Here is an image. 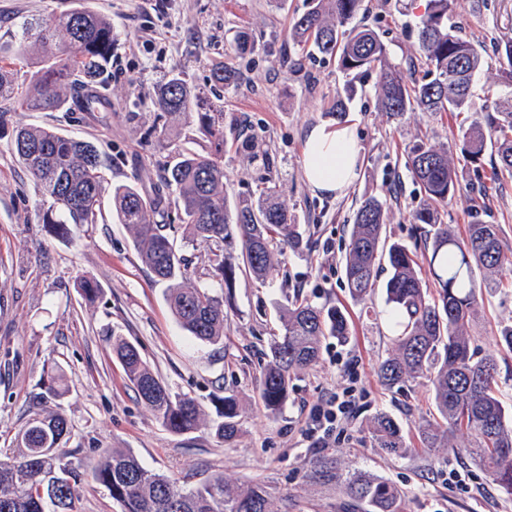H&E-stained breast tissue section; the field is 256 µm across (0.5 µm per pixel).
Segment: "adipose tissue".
I'll return each instance as SVG.
<instances>
[{
    "instance_id": "obj_1",
    "label": "adipose tissue",
    "mask_w": 512,
    "mask_h": 512,
    "mask_svg": "<svg viewBox=\"0 0 512 512\" xmlns=\"http://www.w3.org/2000/svg\"><path fill=\"white\" fill-rule=\"evenodd\" d=\"M304 179L315 194L340 197L359 176L360 146L350 124L310 126L302 148Z\"/></svg>"
}]
</instances>
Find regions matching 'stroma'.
<instances>
[{
    "instance_id": "stroma-1",
    "label": "stroma",
    "mask_w": 512,
    "mask_h": 512,
    "mask_svg": "<svg viewBox=\"0 0 512 512\" xmlns=\"http://www.w3.org/2000/svg\"><path fill=\"white\" fill-rule=\"evenodd\" d=\"M77 2L111 18L117 35L113 60L122 74L109 79L111 111L27 112L15 101L0 107L6 113L0 122V451L13 447L34 413H62L81 476L77 512H122L91 479L102 448L128 449L145 468L186 490L216 474L239 485H263L273 494L274 512H362L335 481L316 474L323 460L344 474L390 482L403 512H512V500L466 455L467 435L455 434L445 448L421 447L417 426L434 411L433 387L425 379L391 389L380 383L377 367L395 337L385 290L355 301L344 277L355 211L372 195L385 204L387 242L423 252L425 227L411 218L421 196L405 166L414 142L425 138L446 147L457 169L459 187L446 207V224L460 237L476 219L499 225L511 255L512 176L494 175L490 159L472 164L463 158L455 117L417 108L399 115L382 111L375 74L357 79L356 95L345 111H336L344 84L336 58L303 54L288 37L309 0H0V39ZM364 4L357 24L377 32L406 81H421L417 26L425 0ZM452 21L482 55L472 109L511 106L512 85L502 71L504 45L512 41V0H457ZM242 30L250 33L254 51L237 48L234 36ZM217 61L235 73L222 91L228 199L249 196L262 179L273 178L304 249L284 250L267 282L238 277L224 308V341L213 345L177 323L165 284L155 281L129 230L118 223L111 191L121 184L150 188L180 135H198L197 124L184 116L159 114L154 92L177 69L194 86L209 88ZM321 120L352 124L361 147L359 176L337 199L313 194L303 178V137ZM158 123L171 136L153 133ZM19 124L53 126L97 147L106 179L97 223L64 238L43 223L50 201L10 151ZM502 278L503 287L483 289L468 333L480 353H496L499 389L510 404L512 353L499 349L497 336L512 325V272L503 271ZM86 279L99 288L91 303L78 288ZM296 297L344 308L350 338H326L319 362L295 373L285 407L273 415L261 400L259 381L269 344L282 332L278 312ZM116 336L137 348L172 393L197 399L203 418L198 430L174 434L141 403L112 354ZM53 368L61 375L59 393L37 405L44 374ZM347 388L360 398L355 415L329 447H314L310 410ZM220 391L236 395L243 409L241 432L230 442L215 430L213 396ZM379 411L400 422L403 453L375 447L369 424ZM452 469L464 486H448Z\"/></svg>"
}]
</instances>
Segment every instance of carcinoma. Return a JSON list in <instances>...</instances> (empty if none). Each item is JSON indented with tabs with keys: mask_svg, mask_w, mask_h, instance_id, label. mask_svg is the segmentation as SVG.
I'll use <instances>...</instances> for the list:
<instances>
[{
	"mask_svg": "<svg viewBox=\"0 0 512 512\" xmlns=\"http://www.w3.org/2000/svg\"><path fill=\"white\" fill-rule=\"evenodd\" d=\"M363 2L311 0L290 36L299 46L337 58L339 68L349 76L343 87L345 98L354 94L358 75L376 70L384 112L417 107L459 116L470 111L473 76L481 57L448 23L453 0H427L418 32L426 79L413 84L389 61L386 46L373 30L352 25ZM113 49L110 18L85 7L27 23L17 38L0 43V102L15 97L14 61L34 51L33 69L23 75L27 84L23 109L62 111L77 86L95 88L82 103L86 111L98 105L108 108L103 75L112 65ZM233 77L222 65L213 68V88L206 93L191 86L183 73L171 74L156 89L155 107L170 115H196L208 144L178 148L175 160L162 166L161 181L149 194L130 185L113 191L118 222L133 232L143 264L167 284V300L179 324L189 335L213 344L224 341V299L230 298L237 276L245 273L263 281L284 248L295 253L303 249L298 225L277 201L274 187L242 197L232 206L228 203L219 163L224 155V105L212 102L210 96ZM459 137L467 161L479 163L488 153L495 172L512 176V109L459 125ZM12 154L52 201L44 223L53 225L56 234H70L72 224L97 223L105 178L94 144L54 127L26 125L14 131ZM406 166L422 195L412 220L432 231L426 261L438 285L437 296L428 297L408 247L400 243L384 247L385 207L375 196L364 199L355 213L345 256L346 287L353 299L365 300L376 288L379 267L387 263L384 288L396 339L392 353L377 368L381 383L392 388L410 379L429 378L440 420L419 424L421 444L445 448L448 437L457 432L472 435L474 444L466 452L512 498V407L496 395V359L476 357L467 331L477 312L478 294L487 287L476 279L475 271L493 273L512 258L504 250L498 225L475 221L460 239L442 222L440 209L457 189L447 151L420 139L409 148ZM170 194L186 239L212 246V277L226 289L225 297L189 284V260L166 233V225L155 222ZM281 319L283 334L270 345L260 381V395L272 414L288 399L291 375L318 362L322 339H343L350 333L346 313L338 306L297 299L282 307ZM112 351L141 402L169 431L187 434L200 427L198 403L173 394L133 344L118 336ZM213 400L222 418L216 433L229 442L240 431L241 405L233 394H216ZM370 429L377 447L392 452L403 448L402 427L388 413H375ZM68 434L67 419L58 412L37 413L25 423L13 454L0 457V512H75L77 472L68 461ZM91 477L121 504L123 512H273L271 493L264 486L245 487L214 476L184 492L120 448L101 449ZM336 481L343 484L349 499L365 504L367 512H400L399 491L390 483L365 474L344 479L339 473Z\"/></svg>",
	"mask_w": 512,
	"mask_h": 512,
	"instance_id": "1",
	"label": "carcinoma"
}]
</instances>
